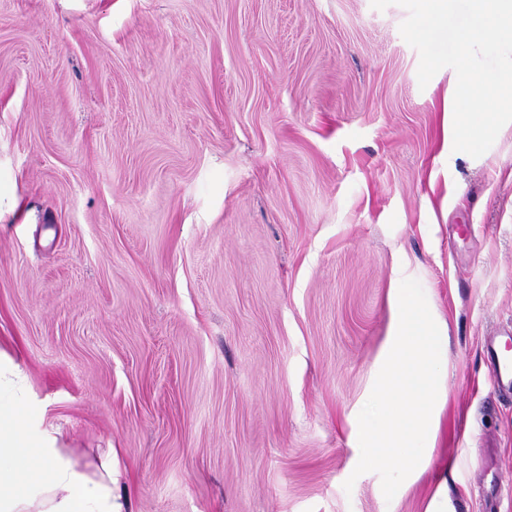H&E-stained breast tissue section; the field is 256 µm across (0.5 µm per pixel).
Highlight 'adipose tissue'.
Listing matches in <instances>:
<instances>
[{
    "label": "adipose tissue",
    "instance_id": "obj_1",
    "mask_svg": "<svg viewBox=\"0 0 512 512\" xmlns=\"http://www.w3.org/2000/svg\"><path fill=\"white\" fill-rule=\"evenodd\" d=\"M26 411L0 373V512H129L114 493L111 458L92 471L80 467L54 439L18 425Z\"/></svg>",
    "mask_w": 512,
    "mask_h": 512
}]
</instances>
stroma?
Here are the masks:
<instances>
[{"label":"stroma","instance_id":"obj_1","mask_svg":"<svg viewBox=\"0 0 512 512\" xmlns=\"http://www.w3.org/2000/svg\"><path fill=\"white\" fill-rule=\"evenodd\" d=\"M406 16L0 0V351L133 512H425L435 471L353 474L402 278L448 325V512H512V125L447 148Z\"/></svg>","mask_w":512,"mask_h":512}]
</instances>
